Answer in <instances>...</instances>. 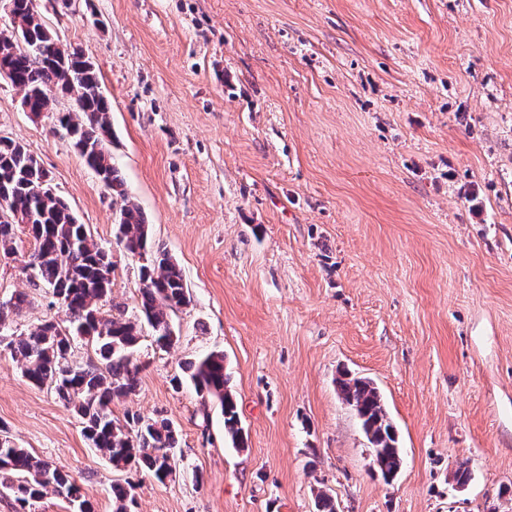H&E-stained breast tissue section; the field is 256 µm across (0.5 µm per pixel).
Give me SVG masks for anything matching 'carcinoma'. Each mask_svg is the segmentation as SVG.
<instances>
[{"label": "carcinoma", "mask_w": 512, "mask_h": 512, "mask_svg": "<svg viewBox=\"0 0 512 512\" xmlns=\"http://www.w3.org/2000/svg\"><path fill=\"white\" fill-rule=\"evenodd\" d=\"M57 35L43 21L37 0H13L11 27L0 31V70L8 69L11 84L39 114L52 109L55 90L75 92L76 107L56 117L85 164L112 194L123 199L118 214V243L142 261L138 312L108 314L112 285V251L95 241L85 225L55 194L47 171L21 143L0 137V207L10 222H0V253L14 254L18 225L26 226L34 249L22 269L33 267L34 286L48 289L67 314V324L52 321L30 332H11L10 316L22 310L26 294L19 292L0 303V343L23 377L46 386L73 411L88 444L116 469L135 468L157 482L176 470L179 437L166 418L126 413L114 417L112 402L135 393L142 366L137 363L143 327L151 328L156 343L169 347L178 340L170 313L191 302L182 271L165 250H152L149 225L142 211L125 200L124 180L112 163L111 102L101 90L93 63L77 47L57 54ZM91 346L93 355L75 362V344ZM184 373L204 400L218 404L224 417V438L234 448L244 445L236 399L230 390L224 353L210 351L184 365ZM341 398L356 411L361 427L380 463L383 476L399 473L401 449L382 397L366 378L338 380ZM0 487L14 498L17 512H32L48 493L69 501L73 512H95L82 486L65 469L20 447L0 426ZM136 485L111 486L113 512H131Z\"/></svg>", "instance_id": "carcinoma-1"}]
</instances>
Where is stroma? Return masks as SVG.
<instances>
[{"label":"stroma","mask_w":512,"mask_h":512,"mask_svg":"<svg viewBox=\"0 0 512 512\" xmlns=\"http://www.w3.org/2000/svg\"><path fill=\"white\" fill-rule=\"evenodd\" d=\"M95 65L113 163L154 246L191 294L174 346L143 332L135 395L184 456L165 483L117 470L78 418L0 353V425L63 465L97 512L113 481L134 512H512V0H39ZM0 81V136L19 141L112 250L113 302L134 314L139 263L115 238L121 201L52 113ZM0 258L12 329L64 321ZM224 354L245 445L184 361ZM377 386L403 463L385 482L342 374ZM467 463L471 480L453 475Z\"/></svg>","instance_id":"obj_1"}]
</instances>
